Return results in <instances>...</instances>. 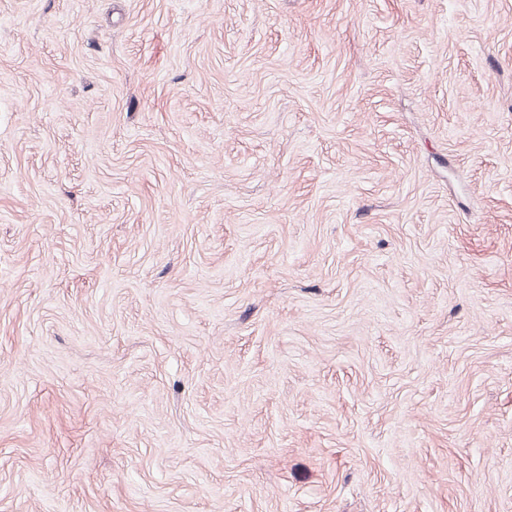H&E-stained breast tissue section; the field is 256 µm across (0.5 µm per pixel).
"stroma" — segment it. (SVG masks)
I'll list each match as a JSON object with an SVG mask.
<instances>
[{
	"mask_svg": "<svg viewBox=\"0 0 512 512\" xmlns=\"http://www.w3.org/2000/svg\"><path fill=\"white\" fill-rule=\"evenodd\" d=\"M0 512H512V0H0Z\"/></svg>",
	"mask_w": 512,
	"mask_h": 512,
	"instance_id": "stroma-1",
	"label": "stroma"
}]
</instances>
